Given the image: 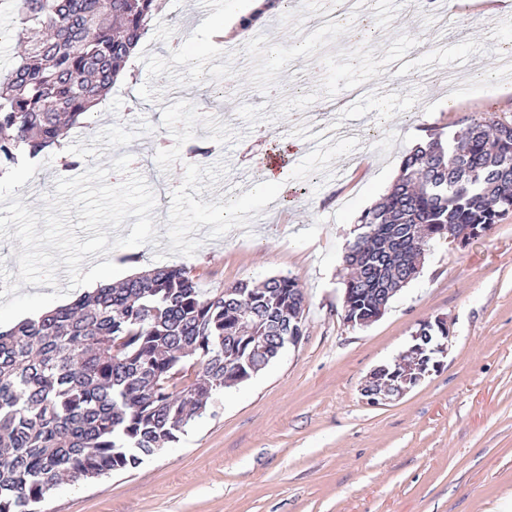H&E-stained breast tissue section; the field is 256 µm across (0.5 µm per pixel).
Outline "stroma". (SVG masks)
Wrapping results in <instances>:
<instances>
[{
  "mask_svg": "<svg viewBox=\"0 0 512 512\" xmlns=\"http://www.w3.org/2000/svg\"><path fill=\"white\" fill-rule=\"evenodd\" d=\"M244 0H164L126 80L38 157L16 193L42 213L65 157L160 185L156 244L87 255L124 276L184 266L200 288L296 278L307 303L303 336L247 382L214 396L179 443L138 468L61 483L47 512H512V213L463 248L425 254L419 277L368 326L342 318L345 248L356 222L395 181L403 154L428 134L486 112L512 116V0L457 12L452 37L431 12L373 0L335 27L317 22L336 0H288L284 11L235 43L211 22L241 14ZM309 42H302L303 34ZM180 51H173V42ZM453 70L463 87L425 82ZM229 78L207 101L208 81ZM356 125L351 141L303 149L309 126ZM214 151L187 153L195 140ZM286 198L252 193L279 148ZM345 170L344 180L333 173ZM446 318L452 344L441 365L403 398L368 405L375 367L404 354L419 324Z\"/></svg>",
  "mask_w": 512,
  "mask_h": 512,
  "instance_id": "1",
  "label": "stroma"
}]
</instances>
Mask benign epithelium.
<instances>
[{
	"instance_id": "benign-epithelium-1",
	"label": "benign epithelium",
	"mask_w": 512,
	"mask_h": 512,
	"mask_svg": "<svg viewBox=\"0 0 512 512\" xmlns=\"http://www.w3.org/2000/svg\"><path fill=\"white\" fill-rule=\"evenodd\" d=\"M450 336L412 335V359L397 362L392 372L379 366L369 373L361 387V395L370 406L398 400L418 386L427 375L440 366L437 356L446 355Z\"/></svg>"
}]
</instances>
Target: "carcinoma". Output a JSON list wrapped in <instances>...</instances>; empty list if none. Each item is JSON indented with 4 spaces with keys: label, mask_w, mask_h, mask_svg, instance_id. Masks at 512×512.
Here are the masks:
<instances>
[{
    "label": "carcinoma",
    "mask_w": 512,
    "mask_h": 512,
    "mask_svg": "<svg viewBox=\"0 0 512 512\" xmlns=\"http://www.w3.org/2000/svg\"><path fill=\"white\" fill-rule=\"evenodd\" d=\"M24 43L0 82V175L60 144L112 89L158 0H5ZM461 125L402 159L359 217L344 257L347 319L367 322L415 280L448 235L481 238L512 212V118ZM305 293L289 276L219 294L183 266L157 267L0 331V512H41L67 477L129 471L206 414L224 380L261 371L303 336ZM268 342L249 356L240 313Z\"/></svg>",
    "instance_id": "cac0c4a2"
}]
</instances>
